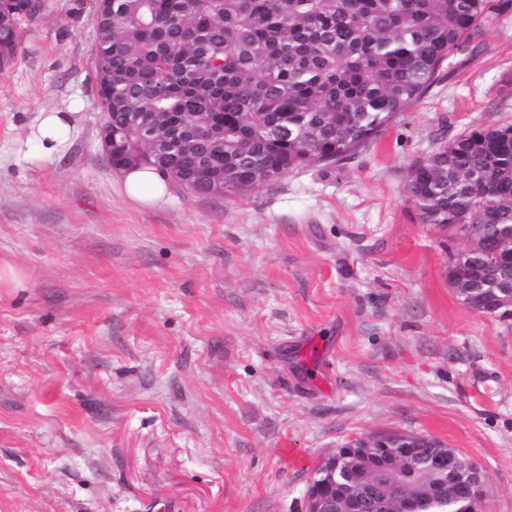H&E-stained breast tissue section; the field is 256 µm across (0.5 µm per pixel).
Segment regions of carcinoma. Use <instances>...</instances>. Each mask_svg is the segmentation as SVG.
I'll return each mask as SVG.
<instances>
[{"label":"carcinoma","instance_id":"cac0c4a2","mask_svg":"<svg viewBox=\"0 0 512 512\" xmlns=\"http://www.w3.org/2000/svg\"><path fill=\"white\" fill-rule=\"evenodd\" d=\"M41 0H0V59ZM512 13V0H112L97 17L96 90L108 162L227 196L351 156L417 103L448 58ZM425 224L512 225V124H476L414 163ZM512 237L467 251L478 290L512 283ZM421 462L444 443L414 435ZM367 451L336 449L354 470ZM487 490L424 512H482Z\"/></svg>","mask_w":512,"mask_h":512}]
</instances>
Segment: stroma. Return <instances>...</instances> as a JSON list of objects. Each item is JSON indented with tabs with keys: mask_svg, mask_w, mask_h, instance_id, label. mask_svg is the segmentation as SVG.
<instances>
[{
	"mask_svg": "<svg viewBox=\"0 0 512 512\" xmlns=\"http://www.w3.org/2000/svg\"><path fill=\"white\" fill-rule=\"evenodd\" d=\"M95 12L42 0L0 66V512H305L318 464L377 432L474 459L483 512H512V320L461 304L468 242L406 190L512 123V15L335 166L144 204L103 151ZM58 112H43L38 131L42 148L52 151L60 143L63 132L67 125L57 114Z\"/></svg>",
	"mask_w": 512,
	"mask_h": 512,
	"instance_id": "obj_1",
	"label": "stroma"
}]
</instances>
